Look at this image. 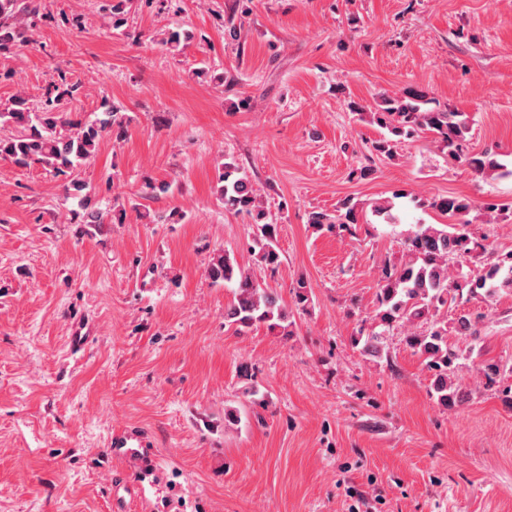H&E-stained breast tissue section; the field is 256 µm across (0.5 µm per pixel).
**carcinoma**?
<instances>
[{"label": "carcinoma", "mask_w": 512, "mask_h": 512, "mask_svg": "<svg viewBox=\"0 0 512 512\" xmlns=\"http://www.w3.org/2000/svg\"><path fill=\"white\" fill-rule=\"evenodd\" d=\"M40 12L41 0H0L1 53L29 42L28 31ZM78 90L79 85L60 71L52 90L39 104L31 103L24 94H16L1 105L0 124L14 127L16 134L0 137V157H8L21 167L38 165L55 177H70L65 190L79 200L83 223L101 226L116 220L121 222L123 215L111 216L91 205L88 185L74 177V172L90 163L104 136L122 127L123 115L116 107L105 104L92 121L71 120L64 104L75 98ZM426 104L425 95L412 89L401 96H381L370 117L388 134L372 142L371 152L391 159L400 140L430 133L448 149L449 156L474 172L512 177V167L502 163L497 153L468 150L469 125L462 114L428 108ZM219 182L224 208L253 217L257 226L254 247L258 248V262L275 271L281 264L276 244L277 224L269 219L260 195L233 162L224 163ZM429 206L451 219V223L440 228L432 224L416 225V230L406 239L404 257L384 264L376 292V325L367 333L359 332L353 343L375 356L381 353L386 336L394 327L414 328L404 336L405 343L423 357L425 367L432 373L431 390L437 402L445 408H454L466 400L465 392L453 381L459 360L480 358L479 370L489 385L512 376V364L507 366L487 357V351L480 345L479 324L487 314L461 307L465 295L486 301L502 293L512 294V251L497 253L487 243L488 236L472 231L468 216L474 205L469 199L441 197L429 202ZM308 223L353 235L360 224L359 212L346 199L333 214L323 210L311 212ZM474 253L486 257L480 268L466 270L461 265L454 270L449 268V258ZM207 272L215 283L235 285L233 300L224 312L225 322L236 326L239 332L263 323L270 331L279 329L283 335H289L288 311L274 294L261 286L250 269L239 265L229 254L218 252L210 258ZM451 334L471 339L469 350L462 351L449 343Z\"/></svg>", "instance_id": "obj_1"}]
</instances>
